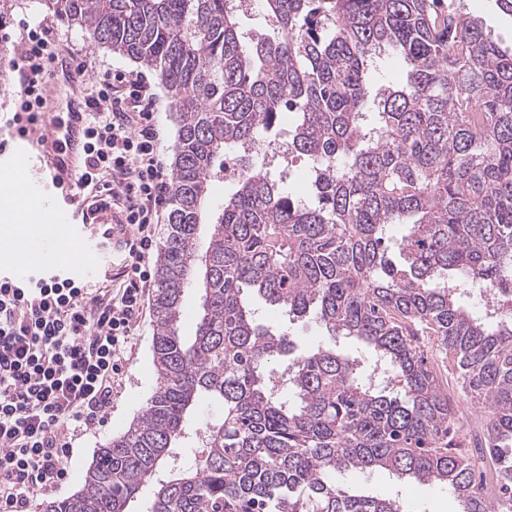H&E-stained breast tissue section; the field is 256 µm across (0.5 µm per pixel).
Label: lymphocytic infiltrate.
Wrapping results in <instances>:
<instances>
[{
  "mask_svg": "<svg viewBox=\"0 0 512 512\" xmlns=\"http://www.w3.org/2000/svg\"><path fill=\"white\" fill-rule=\"evenodd\" d=\"M20 91L9 119L35 131L55 60L52 24L23 27ZM159 98L141 74L99 70L86 101V156L73 187L107 192L126 212L132 275L119 287L84 288L65 276L0 281V507L33 512L34 499L68 476L72 437L100 423L152 283L147 259L172 191L159 151Z\"/></svg>",
  "mask_w": 512,
  "mask_h": 512,
  "instance_id": "1",
  "label": "lymphocytic infiltrate"
}]
</instances>
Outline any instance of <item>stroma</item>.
I'll list each match as a JSON object with an SVG mask.
<instances>
[{"label": "stroma", "instance_id": "35a3bbf8", "mask_svg": "<svg viewBox=\"0 0 512 512\" xmlns=\"http://www.w3.org/2000/svg\"><path fill=\"white\" fill-rule=\"evenodd\" d=\"M462 12L483 18L491 38L503 49L512 48V16L502 13L495 0H456ZM37 0H15L12 10L0 24V53L7 59L0 64V141L13 142L16 131L6 120L4 113L10 112L19 92V77L15 63L19 58V30L24 25L36 24L45 19ZM56 37L61 56H69L73 49H81L89 70L102 67H119L133 72H144L155 92L163 87L153 71L143 70L141 64L108 50L94 47L80 30L56 23ZM160 134V152L163 161H170L176 138L174 112L169 98L163 97L156 115ZM260 319L272 326L286 330L293 342V353L316 347L322 342L324 331L312 316L287 318L263 301H255ZM154 334V315L146 313L134 329L128 348L119 386L112 391V404L107 408L100 424L78 437L73 444V454L67 462L69 476L56 492L38 496L37 504L66 498L82 486V477L92 462L96 451L113 436L123 433L136 418L141 408L156 387L157 376L153 366L151 344ZM337 483L352 492L381 498H397L403 503L405 512H461L455 496L447 488L438 485L422 486L419 492L404 491L403 481L385 472L346 473L338 475Z\"/></svg>", "mask_w": 512, "mask_h": 512}]
</instances>
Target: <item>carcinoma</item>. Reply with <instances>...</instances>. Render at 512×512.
I'll use <instances>...</instances> for the list:
<instances>
[{"label":"carcinoma","mask_w":512,"mask_h":512,"mask_svg":"<svg viewBox=\"0 0 512 512\" xmlns=\"http://www.w3.org/2000/svg\"><path fill=\"white\" fill-rule=\"evenodd\" d=\"M234 2L39 0L153 70L177 126L155 261L156 388L82 488L43 512H129L148 486L146 512H403L336 484L375 470L446 486L462 512H500L512 505V320L459 298L512 275V53L443 0H264L276 35L263 40L240 31ZM387 45L403 54L399 83L369 78ZM286 111L288 158L313 177L306 199L248 152ZM228 155L241 173L212 211ZM393 224L406 225L399 239ZM190 288L200 313L187 338ZM251 294L313 313L326 333L289 368L294 401L274 384L291 340ZM426 342L457 355L462 390L488 409L468 448ZM204 402L222 417L160 475Z\"/></svg>","instance_id":"obj_1"}]
</instances>
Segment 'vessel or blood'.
Returning a JSON list of instances; mask_svg holds the SVG:
<instances>
[{
  "instance_id": "b4317fda",
  "label": "vessel or blood",
  "mask_w": 512,
  "mask_h": 512,
  "mask_svg": "<svg viewBox=\"0 0 512 512\" xmlns=\"http://www.w3.org/2000/svg\"><path fill=\"white\" fill-rule=\"evenodd\" d=\"M57 82L50 97L67 94V112L50 109L45 114L43 146L50 161L49 178L44 186L28 185L25 196L40 213L58 224L66 225L68 240L75 244L79 256L70 266L75 278H94L112 256L122 254L132 241V227L124 213L113 208L105 195L88 196L84 200L55 197V190L70 187L83 163V114L86 104L80 95L84 83L76 63L67 58L55 63ZM41 244H33L13 267L0 271L5 279L20 277L42 268Z\"/></svg>"
}]
</instances>
